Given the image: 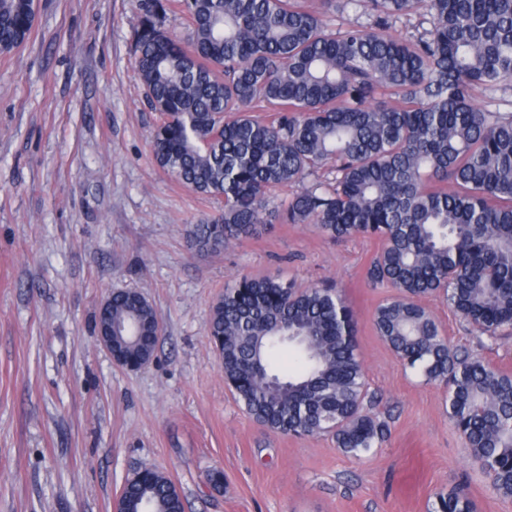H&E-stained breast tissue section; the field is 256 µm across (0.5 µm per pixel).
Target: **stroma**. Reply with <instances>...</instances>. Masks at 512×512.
I'll list each match as a JSON object with an SVG mask.
<instances>
[{"instance_id":"35a3bbf8","label":"stroma","mask_w":512,"mask_h":512,"mask_svg":"<svg viewBox=\"0 0 512 512\" xmlns=\"http://www.w3.org/2000/svg\"><path fill=\"white\" fill-rule=\"evenodd\" d=\"M36 8L26 44L0 54V512H114L144 468L175 483L185 512H429L454 487L477 512H512L472 466L443 387L376 333L390 291L366 271L380 240L277 223L217 252L191 248L190 230L223 202L153 160L156 115L133 60L139 0ZM240 275L343 291L390 428L381 447L354 458L330 435H282L247 415L208 335ZM118 289L141 292L162 327L138 370L116 366L95 329ZM421 303L453 345L512 374V336L480 347L443 297Z\"/></svg>"}]
</instances>
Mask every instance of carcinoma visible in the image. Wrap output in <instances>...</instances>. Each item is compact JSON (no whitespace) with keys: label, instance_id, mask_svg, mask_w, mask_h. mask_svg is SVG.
Instances as JSON below:
<instances>
[{"label":"carcinoma","instance_id":"carcinoma-1","mask_svg":"<svg viewBox=\"0 0 512 512\" xmlns=\"http://www.w3.org/2000/svg\"><path fill=\"white\" fill-rule=\"evenodd\" d=\"M337 0H142L134 63L158 123L155 164L190 190L224 200L191 230L217 251L277 222L332 239L375 237L367 279L394 295L376 307L396 357L448 391V418L492 490L512 498V374L452 347L419 303L441 294L478 334L512 332V113L472 90L512 87V0H342L372 17L336 34ZM425 10L413 41L392 22ZM180 15L181 40L165 28ZM33 28L31 0H0V53ZM303 185L281 210L266 194ZM116 344L154 354L161 324L133 290L112 292ZM208 333L224 382L247 414L283 434L330 433L361 456L388 436L374 413L342 294L272 276L224 288ZM123 512H185L174 483L126 480ZM430 512H475L458 488Z\"/></svg>","mask_w":512,"mask_h":512}]
</instances>
